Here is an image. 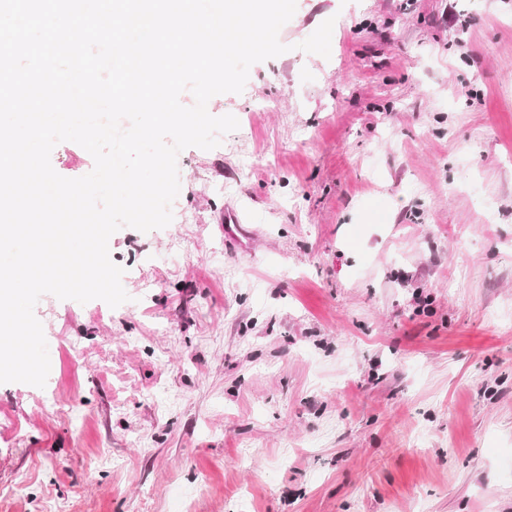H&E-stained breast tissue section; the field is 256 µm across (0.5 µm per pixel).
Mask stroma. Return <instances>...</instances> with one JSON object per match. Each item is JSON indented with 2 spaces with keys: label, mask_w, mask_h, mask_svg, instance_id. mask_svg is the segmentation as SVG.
<instances>
[{
  "label": "stroma",
  "mask_w": 512,
  "mask_h": 512,
  "mask_svg": "<svg viewBox=\"0 0 512 512\" xmlns=\"http://www.w3.org/2000/svg\"><path fill=\"white\" fill-rule=\"evenodd\" d=\"M279 40L172 222L110 237L128 302L38 301L0 512H512V0H296Z\"/></svg>",
  "instance_id": "35a3bbf8"
}]
</instances>
